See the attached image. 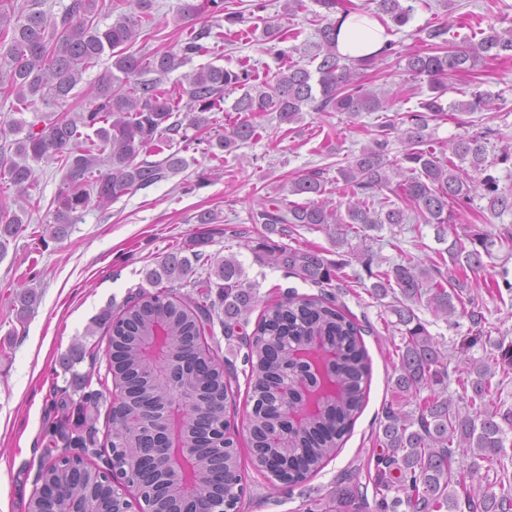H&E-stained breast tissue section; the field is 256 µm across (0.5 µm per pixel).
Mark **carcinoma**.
Returning <instances> with one entry per match:
<instances>
[{
	"instance_id": "obj_1",
	"label": "carcinoma",
	"mask_w": 512,
	"mask_h": 512,
	"mask_svg": "<svg viewBox=\"0 0 512 512\" xmlns=\"http://www.w3.org/2000/svg\"><path fill=\"white\" fill-rule=\"evenodd\" d=\"M324 12L318 18V41L311 59L315 70L297 63L288 64L273 76V82L257 83L255 71L242 65L236 70L204 66L186 76L188 88L185 119H178L179 103L170 90L162 87L169 73L182 67L204 49L201 40L211 31H194L176 52L150 57L129 51L142 30V18L149 15L153 0H135L136 11L123 12L112 24L100 28L95 23L99 8L112 5L99 0H72L60 15L42 9L43 0H31L28 9L17 13L14 0H0V57L8 59V69L0 70V89L15 94L24 107L38 101L66 105L82 74L108 52L110 69L97 79L93 101L81 112H62L36 131L26 121L16 119L4 136L14 135L13 154L0 148V174L16 190L26 195L34 186L33 169L27 163L51 160L64 170L56 206L46 232L59 239L77 223L84 211L94 206L107 209L131 192L183 172L187 160L175 151L160 160L149 157L164 153L165 147L183 127L196 132L190 138L205 145V154L218 159L250 140L261 136L256 116L275 112L281 124L301 119L303 108L317 112H344L355 118L362 112L389 109L388 99L365 87L364 71L373 68L394 52L389 42L364 57L337 52L338 20L334 17L340 0H313ZM374 14L388 17L396 26L406 25L413 7L404 0H373ZM225 11L224 0H182L176 22L187 25L202 12ZM424 49L405 55V71L427 80L430 95L420 109L401 117L406 147L401 157H389L388 135L395 123H383L370 143L361 148L347 165L338 169L348 196L345 211L332 206L322 172L299 174L288 182V193L303 201L270 200L261 204L254 221L263 231L251 240L250 249L263 263L283 270L320 287L340 280L350 261L331 260L319 250L293 247L272 239L285 235L284 225L309 229H333L332 242L348 244L353 233L361 239L384 225L398 226L409 220L408 211L434 225L437 239L445 240L455 208L480 196L487 199V210L500 217L512 212V194L499 187L488 173L486 134L460 137L448 145V152L437 153L429 144V123L449 110L471 112L487 104L481 92L473 100L444 105L442 97L449 78L475 71L490 59H512V28L499 31L489 27L481 38L463 47L448 45V25L434 24L420 30ZM265 40L274 44L288 36L272 20L265 21ZM237 90L233 110L239 118L219 131L211 113L219 112L224 96ZM94 130L99 143L82 144L80 128ZM105 164L108 172L94 175V167ZM389 192L401 201L396 204ZM27 230L23 215L0 205V260L7 245ZM495 238L476 231L463 241L453 239L446 252L449 261L428 265L410 259L381 268L376 254L369 250L349 251L372 279L369 293L377 300L392 301L388 311L396 317L391 325L399 342L391 344L396 358L390 379L391 400L382 410L377 442L383 448L375 460L374 510L372 512H512V493L493 491L494 484L478 494L467 486L466 474H477L481 463L495 474V484L512 481V455L506 451L512 433V408L490 402L487 397L495 376L488 362L469 357L454 370L457 398L448 396V350L432 336L413 309L422 301L450 322L466 316L476 326L481 312L465 308L463 295L472 288L470 275L483 271V258L491 257ZM193 257L171 252L157 267L146 272V279L157 291L143 292L117 314L106 312L101 319L110 322L109 344L115 363L109 373L115 384H147V379L164 364L163 359L145 358L141 340L162 327L171 345L168 360L182 362L190 355L197 365L192 384L209 394L204 417L219 423L236 407L232 381L234 371L224 370L207 339L216 302L224 304V335H239L248 352V384L254 402L246 432L248 452L253 461L263 462L268 448H276L277 422L296 413L285 404L287 380L292 378L290 355L301 351L319 360L328 352L336 355L327 383L313 400L314 408L303 413L300 427L288 432V454L292 455L300 482L315 474L339 448L344 436L363 408L370 376L369 360L361 328L346 316L335 300L326 297H298L288 291L264 307L252 334L244 331V316L256 306L255 285L247 280L240 262L233 256L215 263L205 277L193 278ZM191 286L197 296L178 300L173 288ZM217 295L218 301L211 300ZM463 407L455 405V401ZM97 413L81 412L78 427L89 429L77 436L82 448L97 446ZM119 431L109 434L112 448H136L138 422L122 411L111 416ZM470 457L466 467L458 457ZM40 493L34 495L28 512H51L56 504L82 501L93 495L98 512H112V496L103 488L98 471L86 464L74 467L68 460H56L39 472ZM358 489L336 488V512H364L358 502Z\"/></svg>"
}]
</instances>
